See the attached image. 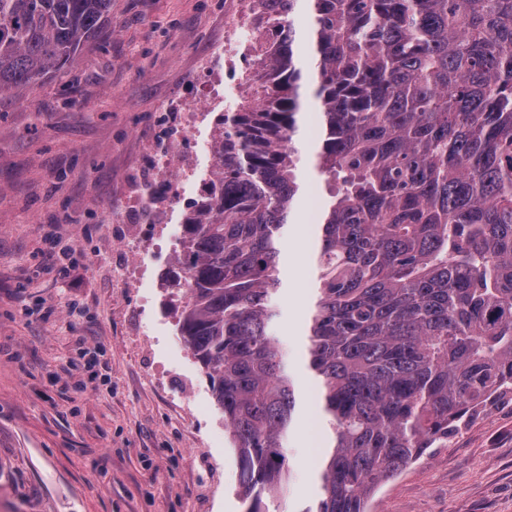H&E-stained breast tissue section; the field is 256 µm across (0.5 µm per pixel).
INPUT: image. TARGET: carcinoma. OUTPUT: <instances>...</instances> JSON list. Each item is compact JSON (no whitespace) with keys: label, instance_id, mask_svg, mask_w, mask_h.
Returning a JSON list of instances; mask_svg holds the SVG:
<instances>
[{"label":"carcinoma","instance_id":"1","mask_svg":"<svg viewBox=\"0 0 512 512\" xmlns=\"http://www.w3.org/2000/svg\"><path fill=\"white\" fill-rule=\"evenodd\" d=\"M297 2L253 0L258 87L224 114L169 277L246 512H268L299 409L273 299L301 192L298 115L315 99L329 199L307 370L329 444L304 512H369L383 484L512 394V0H312L309 89ZM111 17L112 0H0V91H33L105 46Z\"/></svg>","mask_w":512,"mask_h":512}]
</instances>
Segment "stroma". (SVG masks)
Instances as JSON below:
<instances>
[{
  "instance_id": "stroma-1",
  "label": "stroma",
  "mask_w": 512,
  "mask_h": 512,
  "mask_svg": "<svg viewBox=\"0 0 512 512\" xmlns=\"http://www.w3.org/2000/svg\"><path fill=\"white\" fill-rule=\"evenodd\" d=\"M251 19L241 0H112L107 50L23 95L0 92V512H245L209 378L186 348L167 279L182 214L134 201L161 108L201 101L200 59ZM307 169L282 246L275 336L300 364L316 279ZM98 348L85 371L79 344ZM284 448L271 512L319 493L316 388ZM374 512H512V395L386 483Z\"/></svg>"
}]
</instances>
